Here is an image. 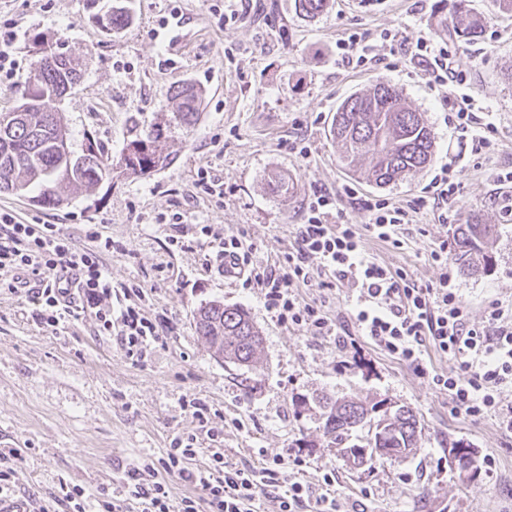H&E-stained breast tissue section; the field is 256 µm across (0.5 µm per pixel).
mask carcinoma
<instances>
[{
	"mask_svg": "<svg viewBox=\"0 0 512 512\" xmlns=\"http://www.w3.org/2000/svg\"><path fill=\"white\" fill-rule=\"evenodd\" d=\"M447 9L440 13L436 31L452 33L462 42H472L482 34V20L472 7V0H444ZM329 6V0H294L295 12L315 18ZM103 32H118L131 23L130 14L114 7L98 17ZM30 78L24 92L40 99L37 106L20 112L8 130H0V192L24 195L37 190L33 201L54 206L61 201L59 189L75 184L88 190L112 179V167L104 147L95 144L87 155L65 149L70 134L60 112H50L46 103L63 97L66 86L81 80L82 73L66 59L62 68L52 73L39 72L36 56H31ZM170 100L179 123L192 125L199 116L201 93L190 82L171 87ZM330 134L340 145L342 160L353 175L376 186H386L398 178L421 171L430 164L434 137L423 113L413 110L395 86L376 80L366 91L345 99L333 116ZM131 142L142 145L137 155L123 156L124 170L133 174L164 168L172 162L161 145V133L152 130L134 134ZM371 156V166L357 167V157ZM496 233L493 224H483L471 216L454 225L452 243L455 260L462 272H489L495 265L490 251ZM195 330L215 352L240 366L256 361L260 333L247 310L213 301L199 308L194 316ZM314 401L323 408V436L352 452L363 448H384L387 457H401L417 447L422 427L412 409L392 406L385 399L365 406L327 396ZM384 424L372 435L358 432L371 421ZM463 452L453 457L459 479L469 480L480 472L475 449L463 439L451 442Z\"/></svg>",
	"mask_w": 512,
	"mask_h": 512,
	"instance_id": "carcinoma-1",
	"label": "carcinoma"
}]
</instances>
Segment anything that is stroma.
Instances as JSON below:
<instances>
[{
    "label": "stroma",
    "mask_w": 512,
    "mask_h": 512,
    "mask_svg": "<svg viewBox=\"0 0 512 512\" xmlns=\"http://www.w3.org/2000/svg\"><path fill=\"white\" fill-rule=\"evenodd\" d=\"M434 3L334 0L309 20L295 13L293 0H98L94 8L88 0H0V30L16 34L18 64L16 76L0 83V112L15 106L29 77L30 34L61 41L83 78L50 107L61 112L74 150L89 139L99 142L115 167L112 181L88 192L65 191L58 206L0 193V208L27 224L59 225L79 248L89 246L92 231L110 239L103 261L113 293L143 291L144 313L165 326L164 345L136 361L117 336L99 334L90 315L54 329L41 324L31 291H8L13 274L0 269V448L21 451L14 497L27 499L33 512H63L57 496L64 481L93 497L103 491L124 499L127 471L165 456L174 438L190 434L199 448L191 466L204 468L209 441L191 407L198 400L210 409V426L224 433L227 466H255L261 456L299 449L312 488L335 469L340 512H512V437L494 419L458 415L446 393L370 344L365 365L340 369L345 354L334 337L279 324L264 308L260 289L240 278L225 280L207 264L192 230L210 224L242 233L255 261L277 269L295 244L313 192L351 187L354 198L341 206L347 222L360 226L368 222L361 197L404 203L421 196L436 165L458 146L449 102L406 52L432 35ZM111 6L127 7L132 22L108 35L94 15ZM473 6L483 16V33L471 44L455 42V61L468 73L478 105L492 114L498 147L489 158L469 154L462 161L464 189L448 223H439L427 205L406 225L403 249L372 237L365 249L417 282L434 283L442 270L430 251L450 240L451 225L471 215L496 225L491 272L466 275L454 262L447 268L479 323L490 301H512V218L498 204L499 194L512 187L495 179L512 170V16L494 0ZM231 7L239 19L223 24ZM173 11L179 24L161 26ZM382 30L398 34L401 50L377 44V60L366 69L337 61L338 38ZM378 79L425 113L435 137L433 166L382 187L352 178L329 134L340 102ZM178 81L203 93L200 119L189 127L171 121L168 98ZM151 130L162 132L172 163L143 176L119 171L133 132ZM293 142L307 146V156L293 153ZM274 177L288 180V194L272 190ZM208 180L223 184V194L207 192ZM177 219L190 228L181 248L170 243ZM212 300L248 311L262 336L256 367L224 360L197 335L193 316ZM316 394L412 408L423 426L417 448L400 460L353 468L322 437L319 408H296L297 397ZM301 439L308 445L300 449ZM458 439L479 457H493V471L461 482L448 461V445Z\"/></svg>",
    "instance_id": "stroma-1"
}]
</instances>
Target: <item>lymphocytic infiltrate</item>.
Segmentation results:
<instances>
[{
	"label": "lymphocytic infiltrate",
	"instance_id": "f902f5d3",
	"mask_svg": "<svg viewBox=\"0 0 512 512\" xmlns=\"http://www.w3.org/2000/svg\"><path fill=\"white\" fill-rule=\"evenodd\" d=\"M412 59L424 66L431 84L463 87L452 106L450 119L471 155L483 154L495 133L490 122H480L475 98L467 94L470 84L465 71L454 66L447 43L420 38L410 50ZM459 161L449 157L423 189L422 197L407 206L373 196L364 199L368 215L365 228L341 217L340 198L331 192L314 193L305 205V218L296 231V244L289 252L283 271L268 270L254 262L252 249L241 234L218 233L210 225L199 232L208 237L216 260L237 261L247 285L258 288L263 305L285 326L304 327L317 336L335 337L346 355L341 368H351L363 355L364 340L399 363L426 376L430 385L446 392L456 411L467 418L494 416L499 429L512 434V303L491 301L482 323L471 320L469 310L457 293L447 271L448 247L431 250L440 267L437 283L419 284L400 268L376 262L364 249V233L398 248L404 225L425 204H433L440 221H447L462 186ZM91 247H75L53 224H27L10 211L0 209V269L15 271L16 284L27 285L36 277L39 286L34 302L42 324L54 328L66 318L90 314L101 333L117 334L126 354L145 359L162 343V322L144 315L136 302L112 304V281L102 255L110 242L90 233ZM331 288L342 285L357 294L346 320L332 319L317 305L305 302L298 286ZM436 350L454 360V369L430 372L425 355ZM194 415L212 443L204 469H191L197 454L196 435L174 441L165 458L146 461L128 473L126 500L99 496L89 499L78 485H61V504L67 512H125V501H133L138 512H259L257 504L266 488H280L279 512H336V472L322 477L323 491L312 494L299 481L304 462L300 456L276 457L261 466L231 468L224 463L223 433L209 427L207 406L197 401ZM196 484L201 496L172 501L159 472Z\"/></svg>",
	"mask_w": 512,
	"mask_h": 512
}]
</instances>
